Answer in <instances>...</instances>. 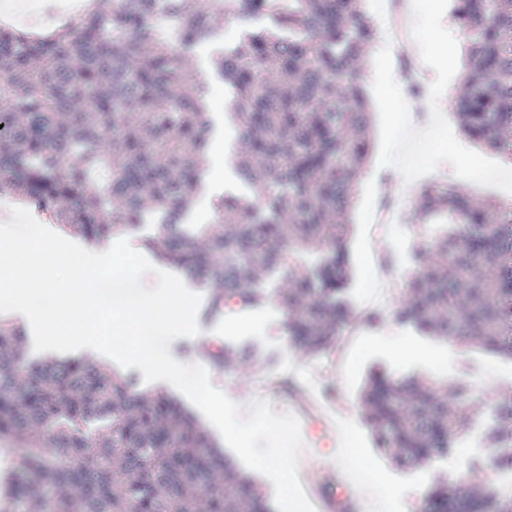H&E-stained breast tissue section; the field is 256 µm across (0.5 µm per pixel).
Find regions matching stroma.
<instances>
[{"label": "stroma", "instance_id": "1", "mask_svg": "<svg viewBox=\"0 0 512 512\" xmlns=\"http://www.w3.org/2000/svg\"><path fill=\"white\" fill-rule=\"evenodd\" d=\"M378 155L376 147L371 149L355 182L347 290L355 320L337 335L333 351L323 356L300 354L288 336L286 314L276 302L238 306L204 322L201 334L233 355H246L247 373L210 361L186 374L183 386L174 387L170 395L197 414L206 403V392L197 391L192 399L186 393L197 390L199 379L223 390L222 446L240 472L260 474L258 487L273 512H318L326 487H354V477L340 462L343 438L385 473L371 505L356 501L354 512H423L426 493L440 482L488 485L512 503V482L503 480L495 464L482 463L470 446L473 435L488 439L494 427L492 412L504 401L501 391L512 388V362L477 346L423 335L397 321L412 257L416 251L431 250L448 218L437 215L430 223H413V210L405 201L420 199L421 182L404 185L395 168L379 167ZM393 205L401 211L392 223H371L376 209ZM374 252L390 268L394 284L380 289L372 302L361 288ZM62 285L77 290L80 300L95 302L104 313L126 315L139 305L147 279L142 274L125 278L107 273L82 284L69 278ZM375 369L395 380L416 377L451 389L468 384L467 428L447 465L434 459L407 470L375 447L359 400ZM273 377L287 380L288 391L269 387L267 381Z\"/></svg>", "mask_w": 512, "mask_h": 512}]
</instances>
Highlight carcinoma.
Segmentation results:
<instances>
[{"label": "carcinoma", "instance_id": "cac0c4a2", "mask_svg": "<svg viewBox=\"0 0 512 512\" xmlns=\"http://www.w3.org/2000/svg\"><path fill=\"white\" fill-rule=\"evenodd\" d=\"M218 16L269 22L212 61L235 90L237 175L259 201L220 197L218 223L196 232L181 221L201 189L211 118L189 61L218 41ZM453 16L466 70L452 110L471 139L509 153L512 0H455ZM374 35L359 0H91L50 31L0 25V193L89 242L159 214L145 245L214 288L217 308L269 300L256 280L277 273L293 345L323 353L350 319L347 217L371 143L358 62ZM423 208L454 224L415 254L399 322L498 350L512 214L444 182L424 188ZM310 248L322 256L301 276L291 261ZM25 336L0 319V444L15 445L0 512H271L175 401L87 360L29 361ZM461 400L460 387L380 373L360 395L377 447L409 470L454 448ZM53 448L76 463L59 465ZM426 506L506 512L484 486L438 485Z\"/></svg>", "mask_w": 512, "mask_h": 512}]
</instances>
